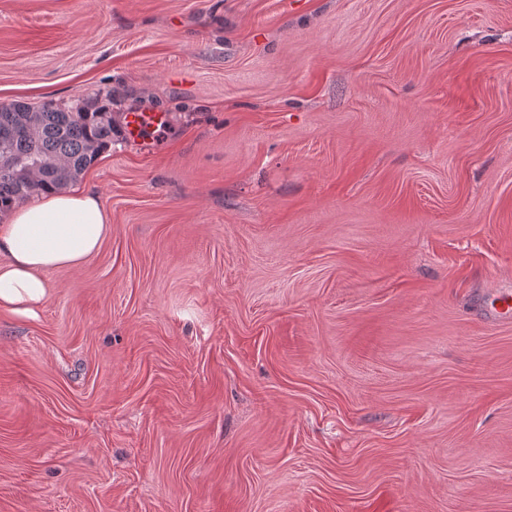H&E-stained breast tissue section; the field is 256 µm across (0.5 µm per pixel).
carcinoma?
I'll return each instance as SVG.
<instances>
[{"instance_id":"obj_1","label":"carcinoma","mask_w":512,"mask_h":512,"mask_svg":"<svg viewBox=\"0 0 512 512\" xmlns=\"http://www.w3.org/2000/svg\"><path fill=\"white\" fill-rule=\"evenodd\" d=\"M117 120L106 104L90 105L79 99L69 108L51 102L33 107L22 101L0 106V150L26 160L37 169L32 182L0 165V213L26 198L58 191L68 181L57 175L66 166L71 179L91 166L112 146Z\"/></svg>"}]
</instances>
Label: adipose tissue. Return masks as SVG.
Returning a JSON list of instances; mask_svg holds the SVG:
<instances>
[{"instance_id":"1","label":"adipose tissue","mask_w":512,"mask_h":512,"mask_svg":"<svg viewBox=\"0 0 512 512\" xmlns=\"http://www.w3.org/2000/svg\"><path fill=\"white\" fill-rule=\"evenodd\" d=\"M109 233L99 196L90 191L45 193L0 221V309L36 316L49 285L46 271L79 267Z\"/></svg>"}]
</instances>
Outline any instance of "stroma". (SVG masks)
Segmentation results:
<instances>
[{
	"mask_svg": "<svg viewBox=\"0 0 512 512\" xmlns=\"http://www.w3.org/2000/svg\"><path fill=\"white\" fill-rule=\"evenodd\" d=\"M106 91L0 512H512V0H0V103ZM168 119V114L162 111L128 112L123 120L125 136L149 148L153 143L151 135L163 130Z\"/></svg>",
	"mask_w": 512,
	"mask_h": 512,
	"instance_id": "obj_1",
	"label": "stroma"
}]
</instances>
